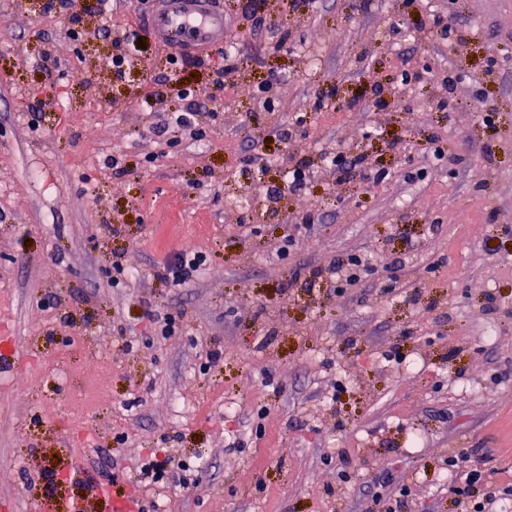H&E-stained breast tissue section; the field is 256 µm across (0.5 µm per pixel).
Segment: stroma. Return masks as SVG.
Returning a JSON list of instances; mask_svg holds the SVG:
<instances>
[{"instance_id":"35a3bbf8","label":"stroma","mask_w":512,"mask_h":512,"mask_svg":"<svg viewBox=\"0 0 512 512\" xmlns=\"http://www.w3.org/2000/svg\"><path fill=\"white\" fill-rule=\"evenodd\" d=\"M78 3L94 34L73 41L42 0H0V512H112L130 492L144 512H373L376 494L458 512V448L512 486V0H266L256 30L224 0L239 67L200 114L207 141L165 152L134 105L167 50L115 79L96 0ZM47 47L90 80L58 76L35 132ZM273 74L268 113L253 91ZM295 119L317 176L274 203L282 171L255 158ZM333 151L385 179L339 178ZM190 251L208 264L186 286L156 278ZM351 254L373 273L305 288ZM150 309L181 332L155 336ZM154 454L178 463L168 486L135 481Z\"/></svg>"}]
</instances>
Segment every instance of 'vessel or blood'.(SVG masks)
Returning a JSON list of instances; mask_svg holds the SVG:
<instances>
[{"label": "vessel or blood", "mask_w": 512, "mask_h": 512, "mask_svg": "<svg viewBox=\"0 0 512 512\" xmlns=\"http://www.w3.org/2000/svg\"><path fill=\"white\" fill-rule=\"evenodd\" d=\"M223 0H157L147 31L161 48L193 55L224 42Z\"/></svg>", "instance_id": "1"}]
</instances>
